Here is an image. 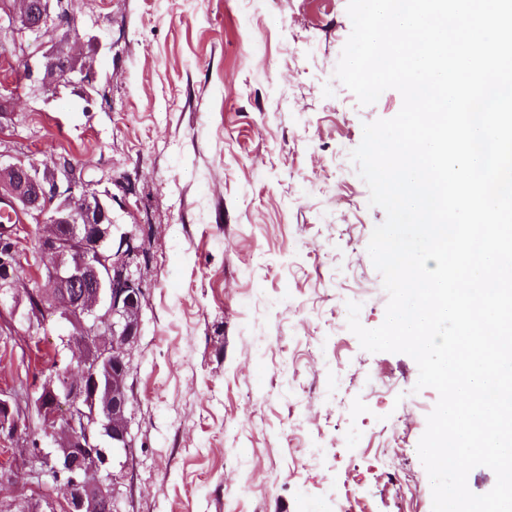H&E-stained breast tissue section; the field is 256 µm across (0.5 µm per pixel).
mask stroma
I'll return each mask as SVG.
<instances>
[{"mask_svg": "<svg viewBox=\"0 0 512 512\" xmlns=\"http://www.w3.org/2000/svg\"><path fill=\"white\" fill-rule=\"evenodd\" d=\"M62 42L97 91L15 82L0 150L41 169L68 161L116 195L144 289L128 375L133 451L116 468L119 512H432L417 445L435 389L416 362L362 349L388 294L367 247L384 222L351 152L394 117L335 76L347 0H75ZM19 281L49 289L22 216ZM60 349L53 324L0 305V393L33 390ZM57 430L30 416L0 448V499L42 496L12 463ZM393 449V469L382 462ZM417 487L406 497L402 486Z\"/></svg>", "mask_w": 512, "mask_h": 512, "instance_id": "1", "label": "stroma"}]
</instances>
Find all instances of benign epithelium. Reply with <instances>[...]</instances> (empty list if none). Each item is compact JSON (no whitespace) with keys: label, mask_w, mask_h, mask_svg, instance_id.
Wrapping results in <instances>:
<instances>
[{"label":"benign epithelium","mask_w":512,"mask_h":512,"mask_svg":"<svg viewBox=\"0 0 512 512\" xmlns=\"http://www.w3.org/2000/svg\"><path fill=\"white\" fill-rule=\"evenodd\" d=\"M21 6L0 15V30L12 36L14 53L25 52L23 37L36 32L54 43L59 31L76 24L72 0H19ZM31 86L45 89L65 80L90 86L92 71L66 50H52L36 64L23 58ZM0 153V197L50 230L39 238V255L49 256V294L25 289L29 321L55 319L69 327L62 346L80 358L77 375L71 367L49 375L27 394V408L47 424H56L67 402L81 408L72 414L53 447L32 443L15 465L48 477L46 489L64 491L66 512H100L102 476L132 448L128 411V368L137 342L144 291L130 273L134 239L120 231L110 202L67 162L50 171L33 164L4 163ZM80 198H75V193ZM17 252L0 242V299L16 298ZM14 395L0 394V432L14 437L21 415L13 414ZM23 499L0 500V512H37Z\"/></svg>","instance_id":"obj_1"}]
</instances>
